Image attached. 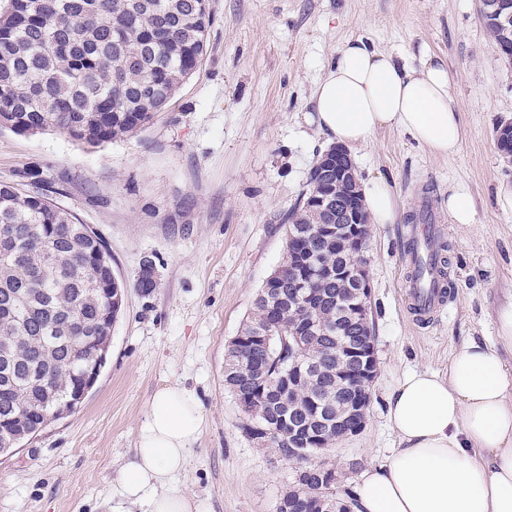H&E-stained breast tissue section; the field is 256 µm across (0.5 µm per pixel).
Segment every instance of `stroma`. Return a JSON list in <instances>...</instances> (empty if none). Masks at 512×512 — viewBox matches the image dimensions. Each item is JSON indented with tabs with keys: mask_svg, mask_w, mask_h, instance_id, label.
Masks as SVG:
<instances>
[{
	"mask_svg": "<svg viewBox=\"0 0 512 512\" xmlns=\"http://www.w3.org/2000/svg\"><path fill=\"white\" fill-rule=\"evenodd\" d=\"M209 10L202 64L136 133L91 147L0 129V181L38 170L54 203L107 243L126 286L84 401L0 455V512H112L151 400L174 382L197 397L204 424L173 488L205 512H275L299 463L248 435L251 420L224 386V354L280 264L283 218L329 147L310 99L349 39L414 65L443 60L467 135L448 157L393 128L351 151L363 186H391L396 216L371 225L364 249L379 369L362 430L327 454L343 474L339 491L396 447L388 397L404 374L447 373L464 341L494 339L496 312L512 299V162L496 146L500 120L512 118V61L476 0H209ZM452 186L473 197L475 223H453ZM421 222L446 225L455 286L427 329L402 302L407 229ZM146 260L157 286L145 296L135 282Z\"/></svg>",
	"mask_w": 512,
	"mask_h": 512,
	"instance_id": "stroma-1",
	"label": "stroma"
}]
</instances>
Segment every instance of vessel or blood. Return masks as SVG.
Returning a JSON list of instances; mask_svg holds the SVG:
<instances>
[{
  "mask_svg": "<svg viewBox=\"0 0 512 512\" xmlns=\"http://www.w3.org/2000/svg\"><path fill=\"white\" fill-rule=\"evenodd\" d=\"M446 228L441 224H414L410 227L403 259L409 269L406 280V310L421 327L434 324L451 295L446 286L443 244Z\"/></svg>",
  "mask_w": 512,
  "mask_h": 512,
  "instance_id": "1",
  "label": "vessel or blood"
}]
</instances>
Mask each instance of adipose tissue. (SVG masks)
Returning a JSON list of instances; mask_svg holds the SVG:
<instances>
[{
	"instance_id": "adipose-tissue-1",
	"label": "adipose tissue",
	"mask_w": 512,
	"mask_h": 512,
	"mask_svg": "<svg viewBox=\"0 0 512 512\" xmlns=\"http://www.w3.org/2000/svg\"><path fill=\"white\" fill-rule=\"evenodd\" d=\"M453 85L441 60L415 66L353 38L315 87L316 124L349 147L394 127L448 156L466 137ZM388 421L399 446L359 474L357 512H512V301L497 311L494 340L463 343L447 375L406 374L389 397ZM202 425L201 406L187 388L174 383L155 393L134 458L120 473L126 503L191 512L170 483Z\"/></svg>"
}]
</instances>
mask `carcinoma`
Returning a JSON list of instances; mask_svg holds the SVG:
<instances>
[{
  "instance_id": "1",
  "label": "carcinoma",
  "mask_w": 512,
  "mask_h": 512,
  "mask_svg": "<svg viewBox=\"0 0 512 512\" xmlns=\"http://www.w3.org/2000/svg\"><path fill=\"white\" fill-rule=\"evenodd\" d=\"M208 0H10L0 13V128L24 134L57 129L97 145L145 127L197 71L208 48ZM29 188L0 182V444L32 437L44 414L73 411L96 348L110 346L124 285L103 239L77 224L45 192L36 171ZM333 175L310 170L306 194ZM336 208L296 201L284 218V282L304 276L303 306L290 288L256 294L244 332H270L267 344L234 345L224 357V387L244 412L266 420V445L309 461L342 438L336 416L354 401L340 350L356 328L341 312L352 298L341 277L362 253L324 234ZM135 287H156L144 263ZM315 372L290 394L282 377L299 365ZM306 454L298 455L296 450ZM318 476H304L275 512H350L354 503Z\"/></svg>"
}]
</instances>
